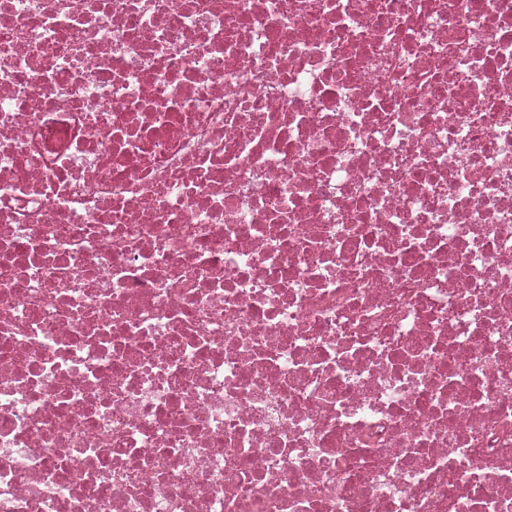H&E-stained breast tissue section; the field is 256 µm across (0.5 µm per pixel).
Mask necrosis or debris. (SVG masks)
Instances as JSON below:
<instances>
[{"label":"necrosis or debris","instance_id":"obj_1","mask_svg":"<svg viewBox=\"0 0 512 512\" xmlns=\"http://www.w3.org/2000/svg\"><path fill=\"white\" fill-rule=\"evenodd\" d=\"M0 512H512V0H0Z\"/></svg>","mask_w":512,"mask_h":512}]
</instances>
